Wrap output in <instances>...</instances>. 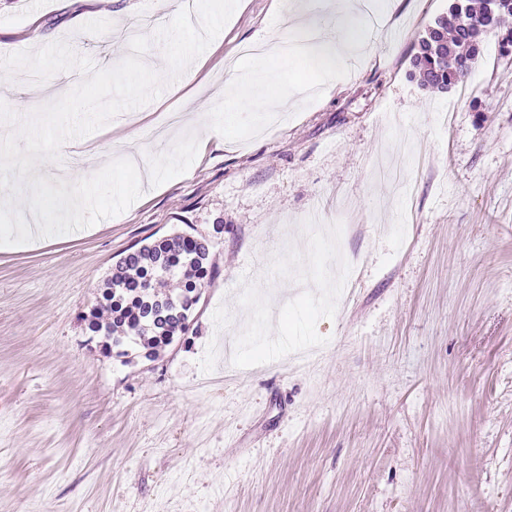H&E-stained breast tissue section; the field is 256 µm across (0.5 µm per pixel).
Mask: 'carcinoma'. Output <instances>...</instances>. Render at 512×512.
Masks as SVG:
<instances>
[{"mask_svg":"<svg viewBox=\"0 0 512 512\" xmlns=\"http://www.w3.org/2000/svg\"><path fill=\"white\" fill-rule=\"evenodd\" d=\"M505 16H512V0H454L420 38L410 77L440 92L463 82L479 61L485 38ZM210 246L206 238L175 233L128 252L112 267L96 306L84 318L87 330L111 339L114 346L134 336L145 356L154 357L188 331L201 290L215 274ZM167 275L179 278L175 298L156 290ZM102 308L110 314L106 323L98 317Z\"/></svg>","mask_w":512,"mask_h":512,"instance_id":"obj_1","label":"carcinoma"}]
</instances>
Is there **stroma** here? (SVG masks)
<instances>
[{
  "label": "stroma",
  "instance_id": "1",
  "mask_svg": "<svg viewBox=\"0 0 512 512\" xmlns=\"http://www.w3.org/2000/svg\"><path fill=\"white\" fill-rule=\"evenodd\" d=\"M165 0H0V57ZM239 0L221 38L134 120L94 132L100 164L139 129L150 186L123 213L0 246V512H512V59L490 34L463 84L410 76L450 0H386L331 80L279 68L268 132L240 49L289 24ZM240 95L215 96L226 71ZM195 133L157 132L189 104ZM223 225L215 234L214 225ZM173 232L212 241L215 276L155 360L88 337L113 263Z\"/></svg>",
  "mask_w": 512,
  "mask_h": 512
}]
</instances>
